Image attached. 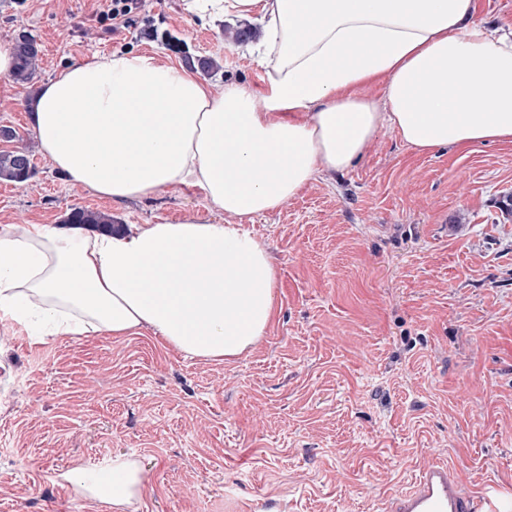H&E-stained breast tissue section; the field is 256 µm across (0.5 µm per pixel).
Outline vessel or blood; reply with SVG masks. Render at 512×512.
Here are the masks:
<instances>
[{
	"mask_svg": "<svg viewBox=\"0 0 512 512\" xmlns=\"http://www.w3.org/2000/svg\"><path fill=\"white\" fill-rule=\"evenodd\" d=\"M495 497L475 496L464 489L455 465L433 461L421 466L404 491L388 495L381 512H503Z\"/></svg>",
	"mask_w": 512,
	"mask_h": 512,
	"instance_id": "b4317fda",
	"label": "vessel or blood"
}]
</instances>
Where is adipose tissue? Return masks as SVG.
Listing matches in <instances>:
<instances>
[{
	"mask_svg": "<svg viewBox=\"0 0 512 512\" xmlns=\"http://www.w3.org/2000/svg\"><path fill=\"white\" fill-rule=\"evenodd\" d=\"M185 13L264 24L261 89H223L148 54H93L42 84L37 148L71 183L120 203L199 188L223 221L0 226V323L52 336L149 329L184 353L231 359L275 313L266 244L244 227L347 170L382 129L420 153L512 143V36L475 0H183ZM377 86L381 97L363 94ZM130 512L142 470L79 475Z\"/></svg>",
	"mask_w": 512,
	"mask_h": 512,
	"instance_id": "obj_1",
	"label": "adipose tissue"
}]
</instances>
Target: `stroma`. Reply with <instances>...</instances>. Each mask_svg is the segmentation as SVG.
<instances>
[{
    "mask_svg": "<svg viewBox=\"0 0 512 512\" xmlns=\"http://www.w3.org/2000/svg\"><path fill=\"white\" fill-rule=\"evenodd\" d=\"M105 0H0V41L30 31L37 81L0 77V128L31 142L40 82L94 53L145 52L261 87L258 22L145 0L158 37L119 31ZM249 30L238 41L236 31ZM0 181V225L75 208L120 224L219 216L195 188L116 204L33 155ZM272 256L276 315L228 361L132 336L52 337L0 325V512H113L68 481L137 460V512H377L418 466L512 499V144L423 154L383 129L346 171L246 222Z\"/></svg>",
    "mask_w": 512,
    "mask_h": 512,
    "instance_id": "obj_1",
    "label": "stroma"
}]
</instances>
